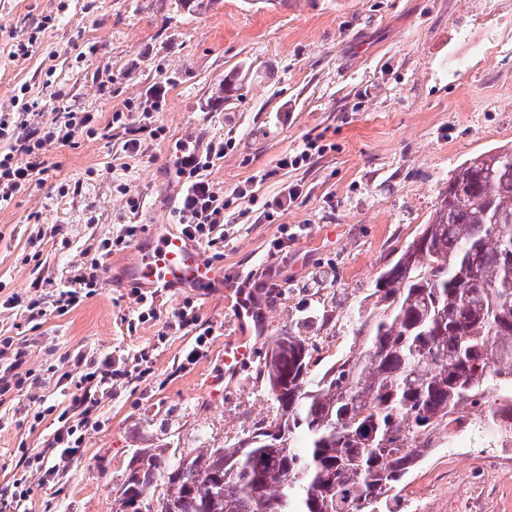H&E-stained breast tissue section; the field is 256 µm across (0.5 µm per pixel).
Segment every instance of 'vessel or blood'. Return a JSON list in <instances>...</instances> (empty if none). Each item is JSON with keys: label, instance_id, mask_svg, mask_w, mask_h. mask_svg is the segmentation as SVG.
<instances>
[{"label": "vessel or blood", "instance_id": "b4317fda", "mask_svg": "<svg viewBox=\"0 0 512 512\" xmlns=\"http://www.w3.org/2000/svg\"><path fill=\"white\" fill-rule=\"evenodd\" d=\"M124 281L135 288L223 287L224 299L232 305L239 326L235 342L224 348V366L235 369L250 350V321L255 304L237 280L224 276L223 269L209 261L203 250L181 233L167 230L138 246L126 264Z\"/></svg>", "mask_w": 512, "mask_h": 512}]
</instances>
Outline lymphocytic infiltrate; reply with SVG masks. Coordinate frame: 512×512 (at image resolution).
I'll use <instances>...</instances> for the list:
<instances>
[{"instance_id": "obj_1", "label": "lymphocytic infiltrate", "mask_w": 512, "mask_h": 512, "mask_svg": "<svg viewBox=\"0 0 512 512\" xmlns=\"http://www.w3.org/2000/svg\"><path fill=\"white\" fill-rule=\"evenodd\" d=\"M94 122L95 117L90 112H65L48 125L27 118L19 120L14 113L1 112L0 142H6L7 148L0 151V204L26 193L33 182L52 178V168L42 154L45 145L68 143L77 131L92 130ZM223 157V143L215 142L201 153L183 151L177 163L178 174L184 184L176 209L177 222L182 234L205 245L216 261L224 257V209L229 200L239 201L248 207L255 202L251 186L236 187L231 196L226 197L217 192L206 178V171ZM141 230V225L125 224L115 236L101 240L97 248L98 258L83 265L69 285L56 289L51 300H44L36 294L22 296L14 293L5 299V307L25 306L34 318L45 315L50 308L58 314H66L82 302L84 292L103 286L105 258L128 247ZM73 363L81 369L75 383L77 393L72 397L71 408L60 412L59 426L53 435L54 447L68 459L81 458L84 453V429L93 420L99 396L111 393L115 380H132L138 376L137 371L116 365L108 354L94 359L79 354Z\"/></svg>"}]
</instances>
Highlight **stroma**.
Segmentation results:
<instances>
[{
  "label": "stroma",
  "instance_id": "1",
  "mask_svg": "<svg viewBox=\"0 0 512 512\" xmlns=\"http://www.w3.org/2000/svg\"><path fill=\"white\" fill-rule=\"evenodd\" d=\"M234 96L220 100L225 82ZM165 90L164 129L142 153H125L127 126L112 110ZM37 101L40 122L59 106L91 112L94 134L50 144L46 183L0 207V300L41 280L63 287L98 242L122 224L173 228L182 144L231 142L208 170L231 195L255 180L251 212L224 211L225 273L254 299L261 329L253 354L224 372L237 332L221 289L154 290L159 318L128 331L137 299L122 285L133 248L105 262L106 283L65 315L31 323L0 307V337L23 344L20 387L0 403V494L24 480L26 512H122L121 484L144 452L226 448L277 415L260 374L274 336L305 339L317 366L357 346L350 333L383 264L421 230L439 189L466 160L512 145V0H212L184 11L176 0H0V113L15 95ZM313 145L306 165L282 155ZM298 186L274 206L282 184ZM138 199L131 209L129 199ZM191 300L208 350L183 365L196 330L165 331ZM152 373L116 382L100 397L83 456L61 462L52 408L68 406L67 355L105 354ZM444 432L399 486L402 512H512V465L488 463L484 437L461 464ZM58 466L55 481L41 466Z\"/></svg>",
  "mask_w": 512,
  "mask_h": 512
}]
</instances>
